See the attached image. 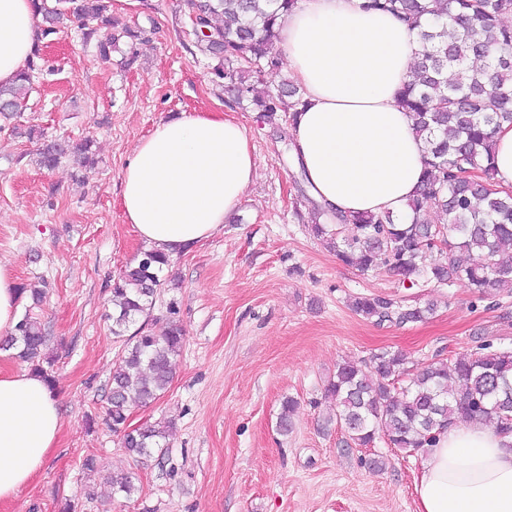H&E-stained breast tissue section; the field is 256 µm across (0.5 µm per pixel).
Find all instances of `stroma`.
Instances as JSON below:
<instances>
[{
	"label": "stroma",
	"instance_id": "1",
	"mask_svg": "<svg viewBox=\"0 0 512 512\" xmlns=\"http://www.w3.org/2000/svg\"><path fill=\"white\" fill-rule=\"evenodd\" d=\"M112 10L146 31L135 63H102L69 24L44 47L49 68L20 119L53 139H92L96 165L66 157L39 169L37 142L0 132V263L18 282H46L43 302L24 299L21 310L47 336L64 421L41 469L0 512H61L68 501L76 512H417L419 453L381 439L360 448L325 427L336 407L324 389L345 359L397 351L413 369L470 354L487 336L512 346V294L481 299L464 281L409 287L342 264L298 220L309 205L284 141L212 82L178 0H114ZM213 110L245 126L257 178L223 230L162 273L153 327L175 307L186 341L165 396L131 408V426L173 424L167 454L137 466L102 420L123 349L112 335V279L143 249L123 217L121 176L160 119ZM361 295L431 301L436 312L379 325L352 311ZM289 397L297 407L284 436L276 425ZM89 456L97 471L84 469ZM131 470L139 492L113 498L109 477Z\"/></svg>",
	"mask_w": 512,
	"mask_h": 512
}]
</instances>
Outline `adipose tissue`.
I'll return each mask as SVG.
<instances>
[{
  "instance_id": "1",
  "label": "adipose tissue",
  "mask_w": 512,
  "mask_h": 512,
  "mask_svg": "<svg viewBox=\"0 0 512 512\" xmlns=\"http://www.w3.org/2000/svg\"><path fill=\"white\" fill-rule=\"evenodd\" d=\"M363 0H300L279 29L304 104L293 153L315 200L346 215L409 216L425 144L397 105L420 51L418 31ZM35 0H0V84L12 83L38 41ZM245 127L221 112L172 114L139 140L120 202L147 249L177 256L219 232L256 179ZM63 424L54 390L28 371L0 370V501L42 467ZM417 512H512V438L460 422L421 453Z\"/></svg>"
}]
</instances>
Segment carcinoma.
<instances>
[{"instance_id":"1","label":"carcinoma","mask_w":512,"mask_h":512,"mask_svg":"<svg viewBox=\"0 0 512 512\" xmlns=\"http://www.w3.org/2000/svg\"><path fill=\"white\" fill-rule=\"evenodd\" d=\"M41 38L58 33L65 21L80 24L84 47L108 62L127 47L124 66L135 61L145 30L110 12V0H38ZM185 13L202 32L195 47L211 60L212 82L231 93L232 102L258 113L273 129L293 125L303 105L301 88L285 79L270 87L265 73L281 66L277 47L283 17L299 0H182ZM366 11L389 13L418 29L422 50L398 98L427 149L423 187L408 202L412 220L391 211L343 216L313 204L311 233L327 242L337 258L361 271L384 268L402 283L422 281L442 287L466 281L481 297L512 293V190L496 188L491 162L492 134L512 124V27L502 16L512 0H364ZM45 60L36 45L15 81L0 85V119L13 134L34 78ZM70 145L46 140L40 167L52 170ZM170 259L145 250L121 270L112 284V335L124 341V354L112 374L104 420L122 447L138 462L168 448L169 426L127 430L130 408L160 399L173 380L172 364L183 348L185 330L171 317L159 333L148 328L160 277ZM352 310L376 322L405 325L434 313L431 303L400 305L379 296L355 298ZM135 330H130V327ZM40 323L25 315L15 332L0 342L56 386L53 359L46 356ZM398 352L373 355L364 364L345 360L330 378L326 396L336 411L326 419L360 448L379 438L394 448L419 451L457 420L487 424L512 434V347L493 348L483 340L466 359H438L419 369L405 367ZM296 401L282 403L277 427L286 435ZM112 497L129 498L137 487L132 474L110 480Z\"/></svg>"}]
</instances>
